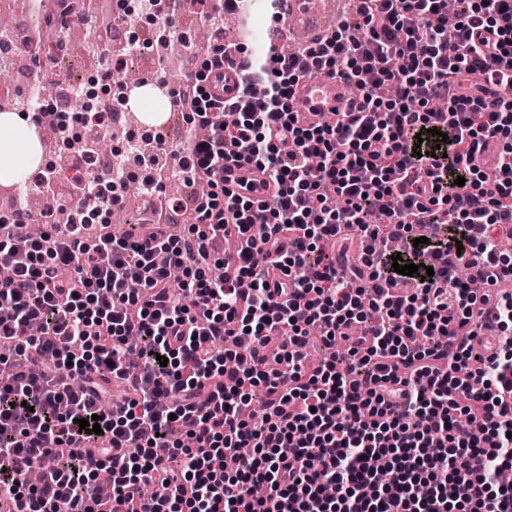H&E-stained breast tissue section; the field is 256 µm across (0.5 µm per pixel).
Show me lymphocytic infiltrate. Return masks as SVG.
I'll list each match as a JSON object with an SVG mask.
<instances>
[{
    "mask_svg": "<svg viewBox=\"0 0 512 512\" xmlns=\"http://www.w3.org/2000/svg\"><path fill=\"white\" fill-rule=\"evenodd\" d=\"M353 2L332 34L248 61L227 99L210 78L232 44L216 35L200 58L182 42L200 67L168 96L204 137L180 154L155 135L80 196L119 207L139 171L175 163L184 184L210 182L177 203L197 216L184 236L104 223L90 241L71 209L41 214L36 238L0 224V500L15 512H512L495 478L512 469V144L497 145L512 135V0ZM322 74L358 99L302 123L293 88ZM242 167L260 181L235 180ZM348 228L364 249L346 269ZM219 236L236 247L216 279ZM380 238L433 276L396 273ZM489 326L501 336L476 354ZM314 332L332 355L310 358ZM109 381L121 411L103 402ZM95 415L101 433L79 427Z\"/></svg>",
    "mask_w": 512,
    "mask_h": 512,
    "instance_id": "f902f5d3",
    "label": "lymphocytic infiltrate"
}]
</instances>
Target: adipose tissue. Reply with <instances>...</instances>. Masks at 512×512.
<instances>
[{"label": "adipose tissue", "instance_id": "ef3b65f1", "mask_svg": "<svg viewBox=\"0 0 512 512\" xmlns=\"http://www.w3.org/2000/svg\"><path fill=\"white\" fill-rule=\"evenodd\" d=\"M40 163L35 128L18 113H0V183H18Z\"/></svg>", "mask_w": 512, "mask_h": 512}]
</instances>
